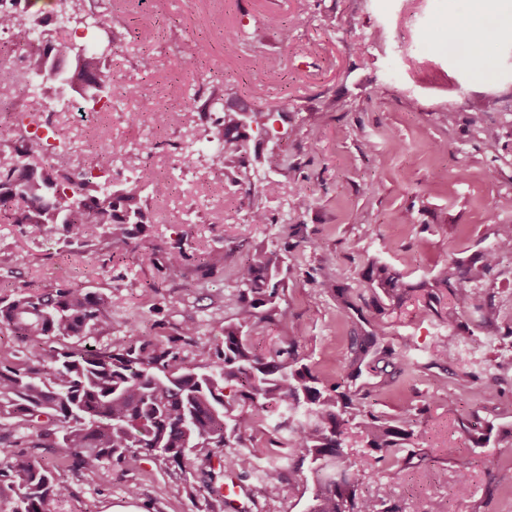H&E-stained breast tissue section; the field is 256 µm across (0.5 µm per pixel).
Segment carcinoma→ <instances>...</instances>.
<instances>
[{"mask_svg":"<svg viewBox=\"0 0 512 512\" xmlns=\"http://www.w3.org/2000/svg\"><path fill=\"white\" fill-rule=\"evenodd\" d=\"M10 29L14 45L29 47L35 26L16 15L0 12V29ZM101 53L68 36L42 49L29 51V91L40 97L47 84H57L58 97L93 87L90 97L129 99L134 85L112 84L100 69ZM280 115L277 105L252 111H224L213 141L222 145L224 160L239 156L243 124L260 120L266 126ZM36 113L25 112L12 129H0L1 140L17 143L16 158L0 167V209L11 210L15 223L38 239L50 224H60L71 240L88 243L103 230L108 243L123 244L137 237L148 224L136 193L114 188L109 176L112 153H100L97 172L77 175L60 164L61 154L49 143H66L67 135L54 129L39 132ZM153 146L141 144L127 166L137 171L133 182L155 196L170 191V182L139 168L140 153ZM279 183L264 179L248 185L253 196L274 194ZM512 253V224H501L495 245L465 268L466 282L481 280L503 253ZM185 259L181 241L164 251L168 269L177 270ZM293 274L295 265L275 250L259 247L235 271L237 291L225 297L236 309V322L224 326V349L217 360L200 371L186 357L169 348L118 339L90 349L88 336L112 329L110 301L79 287L57 288L34 294L20 291L0 298V330L20 342L41 341L44 347L20 366L0 356V486L11 492L10 512H58L55 505L72 497L70 485L57 469L43 464L32 448H59L71 471L94 472L104 464L135 468L146 460L181 466L195 448H223L241 443L267 418L278 422L269 430L270 444L290 450L307 466L312 495L308 512H388L389 493L370 497L362 487L374 466L404 455L408 464L417 457L409 448L413 420H391L368 409L352 391L364 373L382 372L392 363L408 368L407 359L386 342L381 322L352 337L346 379L327 384L304 363L301 337H288V348L265 356L256 353L248 331L261 324L288 320L280 307L281 271ZM368 279L386 297L403 300L409 292L397 287L387 267L371 265ZM462 309L492 315L480 294L458 285L450 289ZM353 427L364 443V463L348 460L346 434ZM241 475L261 471L250 488L254 498H268L281 490L280 470L257 453L224 461Z\"/></svg>","mask_w":512,"mask_h":512,"instance_id":"obj_1","label":"carcinoma"}]
</instances>
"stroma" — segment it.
<instances>
[{
  "instance_id": "obj_1",
  "label": "stroma",
  "mask_w": 512,
  "mask_h": 512,
  "mask_svg": "<svg viewBox=\"0 0 512 512\" xmlns=\"http://www.w3.org/2000/svg\"><path fill=\"white\" fill-rule=\"evenodd\" d=\"M69 35L87 41L88 14L108 16L98 30L103 69L137 96L99 112H45L41 124L65 129L62 162L82 172L100 147L112 153V183L129 188L124 162L138 142L154 143L142 163L171 180L168 196L143 195L151 222L128 246L68 243L60 225L30 239L22 224L0 223V296L17 287L43 292L73 286L109 297L116 324L88 338L104 347L134 326L139 341L172 347L199 367L224 345L235 311L233 272L253 247L287 248L296 266L285 277L287 322L255 328L260 354L301 339V353L330 383L342 381L354 325L336 302L337 287L358 305L375 291L363 273L387 266L407 294L402 305L382 299V324L410 368L398 377L372 374L359 392L372 411L415 420L418 466L389 459L365 484L391 489L400 512H512V447L476 448L460 422L512 429V254H502L476 290L498 310L497 321L459 308L448 292L465 267L512 224V34H495L483 57L449 54L439 19L467 14L472 0H76ZM293 37L283 41V25ZM154 60L152 72L141 56ZM218 93L253 107L281 103L273 130L249 127L233 162L205 152L179 164L182 146L211 135L221 108L201 112L192 100ZM494 130L486 139L485 130ZM278 180L277 193L251 196L249 183ZM310 199L297 209V195ZM260 210L266 223L253 224ZM182 240L178 271L141 262ZM333 256L325 267L324 256ZM432 303L436 313L422 311ZM198 333L178 339L183 321ZM461 337L453 360L435 358L450 331ZM496 379L492 396L479 395ZM262 446L283 470L280 493L202 496L199 481L218 462ZM74 495L64 512H305L311 489L287 449L268 446L264 430L252 443L203 448L182 466L146 461L127 469L64 471ZM471 492L461 495V481Z\"/></svg>"
}]
</instances>
